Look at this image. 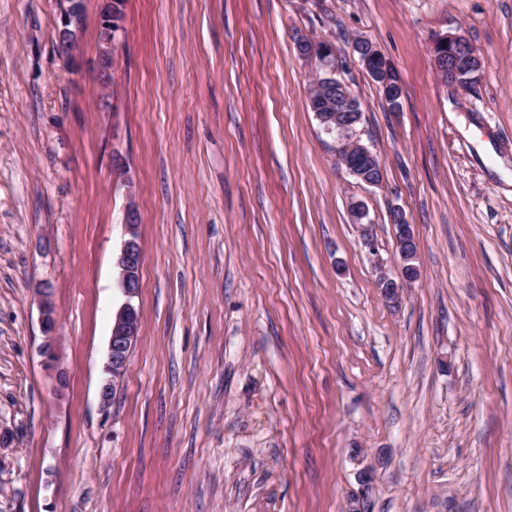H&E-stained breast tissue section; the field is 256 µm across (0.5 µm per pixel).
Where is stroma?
<instances>
[{
  "mask_svg": "<svg viewBox=\"0 0 512 512\" xmlns=\"http://www.w3.org/2000/svg\"><path fill=\"white\" fill-rule=\"evenodd\" d=\"M124 14L104 105L57 58L56 0H0V512H345L355 495L366 512H512V0ZM296 31L335 45L381 186L339 165ZM443 34L480 57L470 88L434 68ZM358 36L392 66L397 109ZM131 202L140 326L104 409ZM396 209L419 275L393 308L375 264H395ZM39 295L41 297V311H42V330L46 338L45 344L43 345V353H51V340L53 339V333L56 328V317L50 301L49 288L39 289Z\"/></svg>",
  "mask_w": 512,
  "mask_h": 512,
  "instance_id": "35a3bbf8",
  "label": "stroma"
}]
</instances>
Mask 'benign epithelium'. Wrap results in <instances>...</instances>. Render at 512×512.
<instances>
[{
  "mask_svg": "<svg viewBox=\"0 0 512 512\" xmlns=\"http://www.w3.org/2000/svg\"><path fill=\"white\" fill-rule=\"evenodd\" d=\"M59 24L54 32L55 47L59 60L68 71H78L82 67L79 51L80 38L83 30L85 0H57ZM124 5L117 0H99V30L102 32L100 47L94 60L93 70L96 78L107 91L112 85L117 66L119 52L124 39ZM299 54L306 59L316 58L321 51L334 55L335 51L329 43L320 44L310 38L296 36ZM358 60L363 62L370 77L376 81L384 92L391 96H400L399 84L390 77V69L380 51L366 39H358L354 44ZM432 59L435 68L448 76V82L466 88L468 84L457 79L460 57L470 60L477 68L481 61L471 44L459 35L443 34L432 44ZM316 116L321 123L336 122L337 151L341 152V166L356 180L370 186H379L382 180L373 176V171L381 168L376 155L360 142L355 126L342 122L341 118L330 112H318ZM397 221V239L399 251L395 262L397 273L392 275L379 266L378 288L388 303L396 306L403 297L404 289L410 287L416 279L418 268L417 250L412 247L415 242L413 226L408 224L400 210H395ZM139 218L134 204H129L126 212L125 232L127 238L115 260L117 283L125 301L116 311L115 323L108 344V356L105 371L112 376H121L126 370L130 355L131 343L138 335L139 315L132 304L140 288V273L143 252L141 243L135 237ZM41 297L42 330L45 336L43 353L51 352V340L56 328V317L50 303V292L47 288L39 289Z\"/></svg>",
  "mask_w": 512,
  "mask_h": 512,
  "instance_id": "7a95c632",
  "label": "benign epithelium"
}]
</instances>
